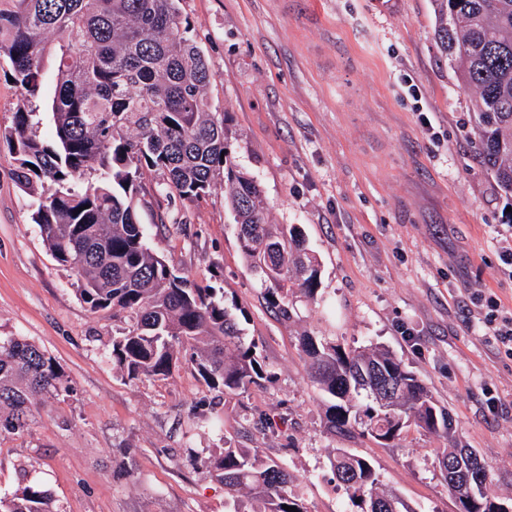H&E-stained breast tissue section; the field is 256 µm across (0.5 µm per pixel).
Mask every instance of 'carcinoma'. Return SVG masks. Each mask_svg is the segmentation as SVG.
<instances>
[{"instance_id":"1","label":"carcinoma","mask_w":512,"mask_h":512,"mask_svg":"<svg viewBox=\"0 0 512 512\" xmlns=\"http://www.w3.org/2000/svg\"><path fill=\"white\" fill-rule=\"evenodd\" d=\"M181 0H0V64L23 97L43 86L46 39H59L50 104L55 143L31 133L32 113L19 107L0 134L16 162L14 176L32 199V221L55 258L76 272L90 311L125 315L112 339V363L130 379L166 380L183 350L206 386L238 395L270 378L254 342L243 336V308L224 294L176 273L147 245L135 198L148 172L163 176L168 198L193 199L224 179L240 250L267 294L284 306L297 293L317 296L319 277L302 231L273 224L254 177L237 169L224 118L208 111L212 74L182 18ZM434 38L459 80L473 91L482 164L512 197V0H432ZM97 172L83 181L86 171ZM310 378L325 397L331 431L386 445L414 428L448 441L435 463L459 512L512 510L484 475L468 507L463 470L470 449L453 443L449 410L388 349L345 348L301 336ZM397 389L394 403L373 391ZM70 392L56 360L22 336H0V438L30 428L32 401ZM333 479L357 512H415L382 488L372 463L348 448L328 458ZM224 483V512H306L295 478L249 448L207 456ZM0 512H61L52 491L26 479Z\"/></svg>"}]
</instances>
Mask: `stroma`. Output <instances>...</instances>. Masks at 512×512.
Listing matches in <instances>:
<instances>
[{
  "label": "stroma",
  "mask_w": 512,
  "mask_h": 512,
  "mask_svg": "<svg viewBox=\"0 0 512 512\" xmlns=\"http://www.w3.org/2000/svg\"><path fill=\"white\" fill-rule=\"evenodd\" d=\"M181 9L234 162L260 183L274 223L303 229L320 297H294L287 317L269 302L223 181L184 201L146 174L137 213L148 246L245 309L244 334L272 379L226 399L187 364L164 381L129 379L112 363L123 319L82 301L0 142V336L35 342L74 389L36 405L28 433L0 441V495L27 471L63 512H224L223 483L190 455L229 444L287 463L308 512H350L328 466L333 449L350 448L414 512H457L434 464L443 440L413 429L380 445L328 429L299 346L307 333L388 347L448 408L455 442L477 451L493 490L512 496V357L489 323L512 315L503 257L512 199L481 165L472 93L435 43L431 0H182ZM57 49L49 38L33 102L46 141Z\"/></svg>",
  "instance_id": "stroma-1"
}]
</instances>
